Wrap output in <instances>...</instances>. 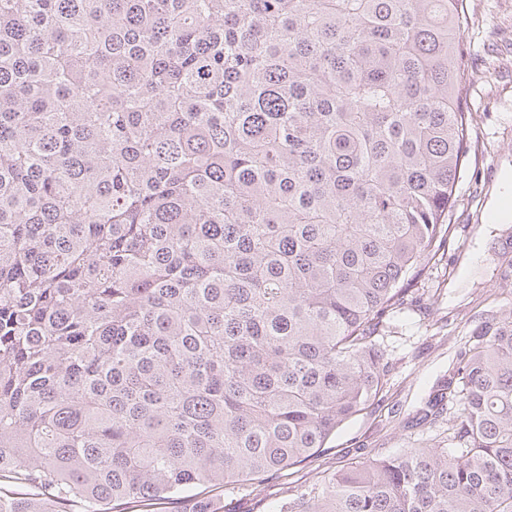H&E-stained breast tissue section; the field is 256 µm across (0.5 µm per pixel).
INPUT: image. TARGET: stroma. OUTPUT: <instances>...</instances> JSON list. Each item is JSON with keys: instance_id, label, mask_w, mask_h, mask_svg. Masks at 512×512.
<instances>
[{"instance_id": "stroma-1", "label": "stroma", "mask_w": 512, "mask_h": 512, "mask_svg": "<svg viewBox=\"0 0 512 512\" xmlns=\"http://www.w3.org/2000/svg\"><path fill=\"white\" fill-rule=\"evenodd\" d=\"M468 25L463 44L472 70L493 69L463 100L470 112L467 168L448 217L452 244L418 282V302L385 333L391 380L380 400L332 437L312 463L278 473L242 489L222 490L223 512H279L288 495L312 486L320 472L413 443L447 437L446 419L419 424L436 379L447 370L481 316L512 309V278L498 265L512 254V215L489 221L494 204L512 200V0H464Z\"/></svg>"}]
</instances>
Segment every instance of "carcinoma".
<instances>
[{
    "label": "carcinoma",
    "mask_w": 512,
    "mask_h": 512,
    "mask_svg": "<svg viewBox=\"0 0 512 512\" xmlns=\"http://www.w3.org/2000/svg\"><path fill=\"white\" fill-rule=\"evenodd\" d=\"M463 0H0V512H210L379 400L451 241ZM454 450L280 512H512V311L425 401Z\"/></svg>",
    "instance_id": "cac0c4a2"
}]
</instances>
